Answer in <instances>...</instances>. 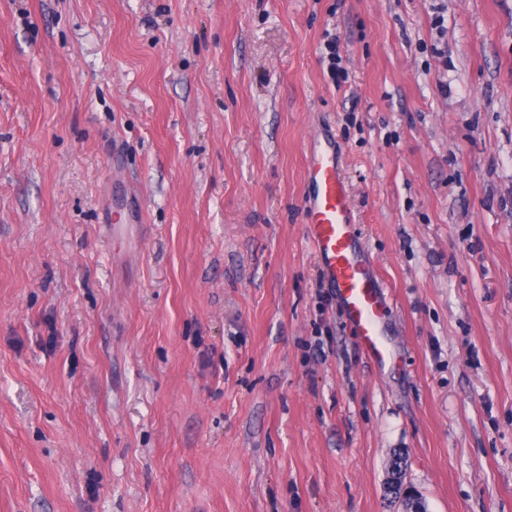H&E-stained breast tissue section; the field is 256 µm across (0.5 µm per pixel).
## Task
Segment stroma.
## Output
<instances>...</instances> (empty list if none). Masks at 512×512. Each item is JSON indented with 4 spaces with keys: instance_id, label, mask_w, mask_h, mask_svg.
I'll use <instances>...</instances> for the list:
<instances>
[{
    "instance_id": "1",
    "label": "stroma",
    "mask_w": 512,
    "mask_h": 512,
    "mask_svg": "<svg viewBox=\"0 0 512 512\" xmlns=\"http://www.w3.org/2000/svg\"><path fill=\"white\" fill-rule=\"evenodd\" d=\"M397 453L512 512V0H0V512H400ZM307 174L313 188L308 227L322 274L336 289L346 315L362 336L365 352L380 356L384 352L380 321L386 300L370 257L356 244L350 197L336 157L326 149H315Z\"/></svg>"
}]
</instances>
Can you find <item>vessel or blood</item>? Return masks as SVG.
Instances as JSON below:
<instances>
[{
  "instance_id": "vessel-or-blood-1",
  "label": "vessel or blood",
  "mask_w": 512,
  "mask_h": 512,
  "mask_svg": "<svg viewBox=\"0 0 512 512\" xmlns=\"http://www.w3.org/2000/svg\"><path fill=\"white\" fill-rule=\"evenodd\" d=\"M307 174L313 188L308 199V227L322 274L335 288L365 352L382 355L380 321L386 300L370 257L356 244L350 197L334 154L314 150Z\"/></svg>"
}]
</instances>
